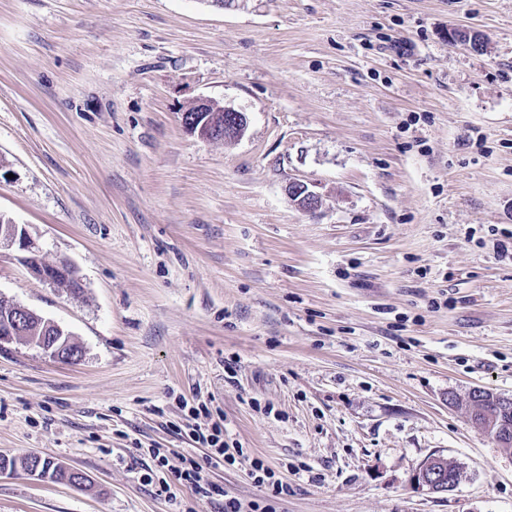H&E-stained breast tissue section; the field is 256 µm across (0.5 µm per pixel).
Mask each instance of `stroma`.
I'll use <instances>...</instances> for the list:
<instances>
[{
	"instance_id": "stroma-1",
	"label": "stroma",
	"mask_w": 512,
	"mask_h": 512,
	"mask_svg": "<svg viewBox=\"0 0 512 512\" xmlns=\"http://www.w3.org/2000/svg\"><path fill=\"white\" fill-rule=\"evenodd\" d=\"M200 98L243 136L188 134ZM0 214L83 285L0 249V294L82 351L0 346V455L88 477L0 476V512H218L141 480L206 455L193 421L289 492L205 482L276 512H512L464 404L512 398V0H0ZM433 455L449 491L413 485ZM289 196L304 211L313 212L319 207V196L301 181H293L289 185ZM240 462H249V474L255 483L271 487L273 497L288 494V485L274 479V471L266 466L260 459H250L244 454L242 448H233Z\"/></svg>"
}]
</instances>
